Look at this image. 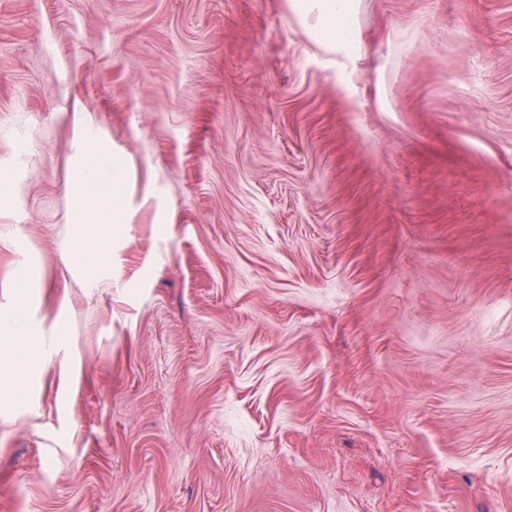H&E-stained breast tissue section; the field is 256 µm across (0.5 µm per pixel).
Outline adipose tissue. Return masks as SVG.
I'll return each mask as SVG.
<instances>
[{
	"mask_svg": "<svg viewBox=\"0 0 512 512\" xmlns=\"http://www.w3.org/2000/svg\"><path fill=\"white\" fill-rule=\"evenodd\" d=\"M288 4L293 17L322 49L347 60L360 53L355 0H288ZM81 176L85 190L74 198L72 213L75 223L83 228V237L95 242L92 249L78 251L83 260V272L95 278L110 260L112 236L109 228L123 213L124 184L116 176L108 193L99 192L98 160L93 151L85 155ZM41 361L35 340L14 336L9 342L0 344V378L12 375L20 367L26 372H34Z\"/></svg>",
	"mask_w": 512,
	"mask_h": 512,
	"instance_id": "adipose-tissue-1",
	"label": "adipose tissue"
}]
</instances>
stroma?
Here are the masks:
<instances>
[{"label":"stroma","instance_id":"stroma-1","mask_svg":"<svg viewBox=\"0 0 512 512\" xmlns=\"http://www.w3.org/2000/svg\"><path fill=\"white\" fill-rule=\"evenodd\" d=\"M359 8L0 0V512H512V0ZM293 17L322 49L352 60L361 51L354 0H289ZM97 153L89 151L81 176L85 183V191L73 199L72 213L76 224H81L83 232L80 239H93L95 245L86 250L79 245L77 252L83 258L82 270L90 278H97L110 260L112 235L109 232L112 219L113 225L123 213L124 184L116 172L112 176V184L107 194L98 190L100 179ZM9 339V343L0 344V378L11 376L18 367H23L26 374L34 372L42 361L37 342L22 336Z\"/></svg>","mask_w":512,"mask_h":512}]
</instances>
